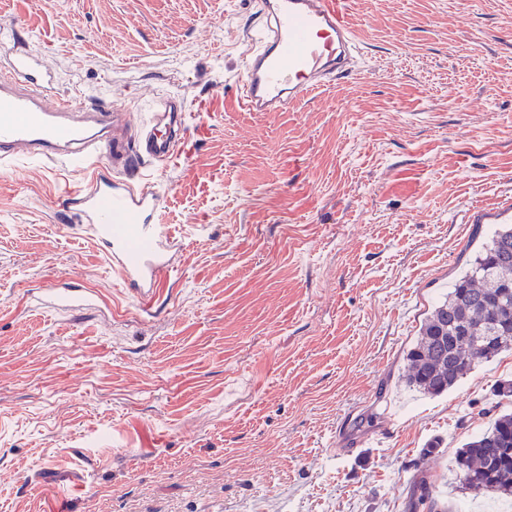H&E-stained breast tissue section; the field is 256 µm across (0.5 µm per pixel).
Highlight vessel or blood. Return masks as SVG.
I'll return each mask as SVG.
<instances>
[{
	"label": "vessel or blood",
	"mask_w": 512,
	"mask_h": 512,
	"mask_svg": "<svg viewBox=\"0 0 512 512\" xmlns=\"http://www.w3.org/2000/svg\"><path fill=\"white\" fill-rule=\"evenodd\" d=\"M348 0H258L262 18L237 87L246 112H284L313 91L353 73L361 53ZM56 75L26 38L0 28V162L27 155L56 167H92L89 181L68 190L62 206L96 240L124 290L152 311L163 277L174 271L178 244L158 224L163 194L144 182V163L161 169L183 146L187 113L176 98L159 101L130 123L123 105H88L56 94ZM476 224H511L512 200L479 210ZM40 307L83 310L94 302L76 284L51 288Z\"/></svg>",
	"instance_id": "1"
}]
</instances>
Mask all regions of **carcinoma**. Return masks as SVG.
<instances>
[{
	"label": "carcinoma",
	"mask_w": 512,
	"mask_h": 512,
	"mask_svg": "<svg viewBox=\"0 0 512 512\" xmlns=\"http://www.w3.org/2000/svg\"><path fill=\"white\" fill-rule=\"evenodd\" d=\"M512 349V224H502L482 244L443 300L431 307L404 353L401 383L438 397L478 365ZM495 414L488 428L457 451L461 487L473 495L512 498V378L493 388ZM412 512H444L432 496L427 474L412 482Z\"/></svg>",
	"instance_id": "cac0c4a2"
}]
</instances>
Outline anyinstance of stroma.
Returning a JSON list of instances; mask_svg holds the SVG:
<instances>
[{
	"label": "stroma",
	"instance_id": "35a3bbf8",
	"mask_svg": "<svg viewBox=\"0 0 512 512\" xmlns=\"http://www.w3.org/2000/svg\"><path fill=\"white\" fill-rule=\"evenodd\" d=\"M358 72L288 112L235 105L255 0H0L58 92L184 97L157 174L178 272L155 314L63 211L85 172L0 165V512H512L454 471L512 351L396 385L427 309L512 198V0H352ZM72 280L86 310L38 308ZM431 485L427 474L420 472L412 482L411 490V509L413 512H442L446 511L440 507L438 501L432 496ZM422 509V510H421Z\"/></svg>",
	"mask_w": 512,
	"mask_h": 512
}]
</instances>
